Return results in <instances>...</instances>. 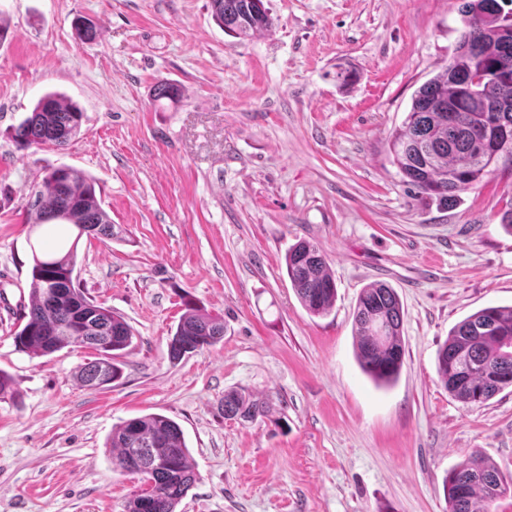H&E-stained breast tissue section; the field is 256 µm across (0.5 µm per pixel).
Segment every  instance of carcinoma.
I'll return each mask as SVG.
<instances>
[{"label": "carcinoma", "instance_id": "carcinoma-1", "mask_svg": "<svg viewBox=\"0 0 512 512\" xmlns=\"http://www.w3.org/2000/svg\"><path fill=\"white\" fill-rule=\"evenodd\" d=\"M485 0H468L462 9L461 46L448 68L415 92L410 111L390 139V155L405 182L451 204L458 193L485 178L512 171V111L494 112L499 101L512 102V82L493 81L496 67L512 52V17L486 14ZM214 21L241 39L269 31L274 19L263 0H210ZM79 39L91 41L101 27L78 17ZM484 74L491 82L470 90L462 84ZM156 100H176L179 87L160 80ZM84 113L58 93H47L32 112L13 127L21 147L63 148L80 132ZM29 223L71 224L76 238L112 239V221L96 194V181L61 165L50 169L31 194ZM288 277L298 299L315 316L331 312L336 282L325 255L299 241L285 257ZM76 252L33 253L30 308L26 323L14 333L16 348L49 355L70 346L92 349L97 357L76 378L89 390L105 389L122 376L117 358L132 344L133 328L123 317L87 297L74 272ZM169 341L170 358L180 361L224 339V321L187 300ZM403 309L395 289L373 283L359 295L353 318L356 355L376 384L396 380L403 364ZM437 373L448 391L463 403H483L512 387V306H488L458 322L437 355ZM224 416L253 422L267 416V403L237 391L224 394ZM113 469L121 473L136 461L156 463L149 501L133 494L126 512H176L196 482L183 431L161 414L133 418L112 429ZM512 490L498 468L480 453L470 454L448 472L444 492L448 512H495V503Z\"/></svg>", "mask_w": 512, "mask_h": 512}]
</instances>
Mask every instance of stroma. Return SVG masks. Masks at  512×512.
I'll return each instance as SVG.
<instances>
[{
    "instance_id": "1",
    "label": "stroma",
    "mask_w": 512,
    "mask_h": 512,
    "mask_svg": "<svg viewBox=\"0 0 512 512\" xmlns=\"http://www.w3.org/2000/svg\"><path fill=\"white\" fill-rule=\"evenodd\" d=\"M465 0H264L271 31L224 32L210 0H0V512H124L139 475L112 469L115 426L181 427L197 473L177 512H447L443 479L472 451L512 475V389L456 399L437 374L449 331L512 305V179L448 206L404 183L389 140L414 92L452 59ZM102 27L77 38L75 17ZM355 71L346 86L337 67ZM177 83L178 100L153 101ZM85 114L66 149L10 136L45 93ZM67 165L96 179L115 235L67 232L81 288L135 337L103 390L75 378L92 350L18 351L32 187ZM306 240L336 280L330 314L299 301L284 257ZM381 281L403 306L405 355L376 387L353 313ZM223 316L224 339L172 362L184 300ZM236 390L267 417H225Z\"/></svg>"
}]
</instances>
